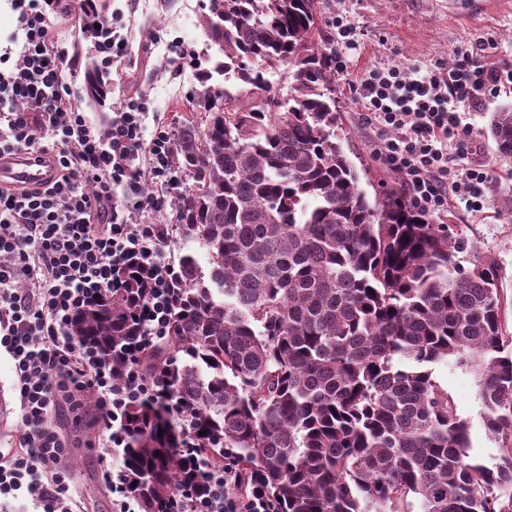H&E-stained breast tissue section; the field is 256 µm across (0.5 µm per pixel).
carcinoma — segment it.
I'll return each mask as SVG.
<instances>
[{
  "label": "carcinoma",
  "instance_id": "cac0c4a2",
  "mask_svg": "<svg viewBox=\"0 0 512 512\" xmlns=\"http://www.w3.org/2000/svg\"><path fill=\"white\" fill-rule=\"evenodd\" d=\"M325 8L209 0L220 59L173 133L190 185L169 229L209 269L180 254L169 335L143 364L187 403L209 462L230 454L240 491L260 486L279 512H512V448L492 468L472 457L469 423L430 369L473 367L485 428L512 439L496 271L458 225L433 223L401 192L372 202L360 187L331 92ZM216 73L236 93L213 86ZM84 80L91 98L106 93L96 66ZM490 130L511 159L512 105ZM139 300L134 282L106 291L76 313L74 336L122 367ZM187 440L167 399L127 408L121 455L141 512H175L199 490L183 467Z\"/></svg>",
  "mask_w": 512,
  "mask_h": 512
}]
</instances>
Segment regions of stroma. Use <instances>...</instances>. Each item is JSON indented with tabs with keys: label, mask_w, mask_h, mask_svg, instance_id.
Masks as SVG:
<instances>
[{
	"label": "stroma",
	"mask_w": 512,
	"mask_h": 512,
	"mask_svg": "<svg viewBox=\"0 0 512 512\" xmlns=\"http://www.w3.org/2000/svg\"><path fill=\"white\" fill-rule=\"evenodd\" d=\"M206 0H114L120 9V33L127 41L126 57L115 63L109 80L112 92L105 103L88 101L84 68L89 60L77 22L57 30L64 52L66 80L74 101L90 120L104 124L128 98H145L146 134L158 124L175 125L186 100L200 90L194 59L206 60L208 38L202 25ZM343 18L354 29V47L344 61L348 73L336 78V105L348 134L346 153L361 175L368 195L403 187L400 174L376 154L379 132L365 123L352 89L373 69L448 68L457 47L483 41L487 63L512 54V0H327L323 29L334 37L333 23ZM506 96L487 98L466 114L476 146L473 163L486 166L492 175L485 213L469 214L448 209V223L460 225L475 245L478 256L494 265L502 300V331L512 336V159L503 160L487 127L491 114ZM436 381L451 395L458 414L470 425L472 456L487 466L503 454L501 438L489 434L480 413L481 400L472 369L455 362L433 367ZM0 453L19 450L22 434L18 377L11 356L0 349ZM65 438L68 503L72 512H113L112 493L105 485V470L122 468V458L102 439L105 424L92 403L76 411L65 410L54 418Z\"/></svg>",
	"instance_id": "stroma-1"
}]
</instances>
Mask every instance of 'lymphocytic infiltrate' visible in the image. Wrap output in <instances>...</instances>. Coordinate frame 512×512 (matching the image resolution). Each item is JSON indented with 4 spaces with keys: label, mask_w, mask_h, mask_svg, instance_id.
I'll return each instance as SVG.
<instances>
[{
    "label": "lymphocytic infiltrate",
    "mask_w": 512,
    "mask_h": 512,
    "mask_svg": "<svg viewBox=\"0 0 512 512\" xmlns=\"http://www.w3.org/2000/svg\"><path fill=\"white\" fill-rule=\"evenodd\" d=\"M9 2L16 27L0 52V151L45 157L57 175L41 188L0 189V347L20 378L22 422L21 451L0 456V497L24 492L43 512H71L60 466L66 445L52 424L60 407L80 408L82 396L94 394L98 410L112 415L108 440L119 448L128 405L164 392L138 357L168 334L179 274L164 257L167 225L136 223L130 214L166 212L179 179L168 129L144 135L145 100L127 99L104 129L76 107L50 27L65 13L63 0ZM75 5L100 69L111 72L126 55L125 38L100 0ZM456 56L448 70H373L355 88L367 123L382 133L380 155L431 218L452 203L483 210L489 174L469 160L463 118L466 108L512 92V59L488 65L481 48ZM131 277L144 291L136 313L142 332L120 380L73 338L70 325L87 302L120 291ZM182 454L203 490L182 496L177 512H278L264 493L240 494L235 465L203 464L192 447Z\"/></svg>",
    "instance_id": "lymphocytic-infiltrate-1"
}]
</instances>
